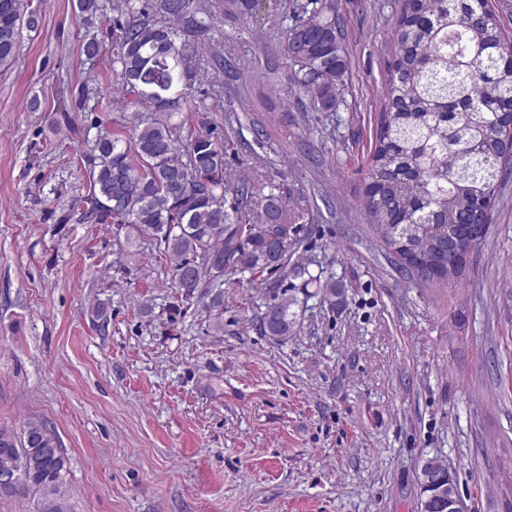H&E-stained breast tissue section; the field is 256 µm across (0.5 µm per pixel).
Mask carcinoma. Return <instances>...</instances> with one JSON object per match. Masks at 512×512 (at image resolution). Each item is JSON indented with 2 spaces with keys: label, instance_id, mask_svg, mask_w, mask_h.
I'll return each mask as SVG.
<instances>
[{
  "label": "carcinoma",
  "instance_id": "1",
  "mask_svg": "<svg viewBox=\"0 0 512 512\" xmlns=\"http://www.w3.org/2000/svg\"><path fill=\"white\" fill-rule=\"evenodd\" d=\"M89 24L104 15L102 0H76ZM125 22L115 20L119 47L114 62L121 89L134 101L168 112L177 99L155 95L156 75L171 90L181 70L199 55L205 30L191 0H153L139 8L123 0ZM302 13L286 28L281 54L288 78L318 112L336 109L338 82L348 67L333 0H289ZM35 23L27 0H0V68L12 65L23 24ZM389 67L373 153L369 158L366 218L384 245L410 263L435 266L439 234L481 222L479 201H491L512 153V129L502 112L512 104V54L487 0H405L395 21ZM226 145L210 133L183 140L170 120L141 122L125 138L96 140L84 220L131 228L164 256L177 298L207 300L213 328L224 331V284L232 274L288 270L292 243L271 246L272 228L286 223L283 196L264 193L259 181L234 186L224 169ZM431 284H450L459 273L409 269ZM260 329L277 342L295 334L294 300L272 289ZM16 469L18 493L40 498V512H70L68 459L55 433L30 421L23 432L0 427V469Z\"/></svg>",
  "mask_w": 512,
  "mask_h": 512
}]
</instances>
